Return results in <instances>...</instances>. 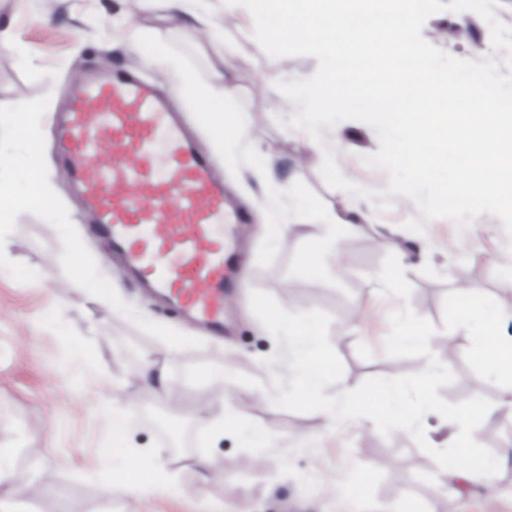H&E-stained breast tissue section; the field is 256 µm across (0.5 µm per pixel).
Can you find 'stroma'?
I'll return each instance as SVG.
<instances>
[{
    "instance_id": "stroma-1",
    "label": "stroma",
    "mask_w": 512,
    "mask_h": 512,
    "mask_svg": "<svg viewBox=\"0 0 512 512\" xmlns=\"http://www.w3.org/2000/svg\"><path fill=\"white\" fill-rule=\"evenodd\" d=\"M231 10L234 22L223 39L208 41L194 19L174 29L159 12L128 15L126 0H0V30L10 38L0 48V105L48 97L41 127L53 170L61 168L53 118L75 76L101 62L151 79L155 72L144 60L160 57L205 84L224 52L232 51L236 69L228 80L236 94L214 106L252 118L239 162L224 170L247 223L244 285L229 297L223 336L148 298L128 277L117 280L118 294L137 313L204 342L167 362L170 399H156L135 380L134 367L117 357L123 344L160 353L164 343L69 284L61 265L47 261L63 250L56 229L33 214L18 216L8 256L39 278L19 283L0 271V450L9 464L0 481V512H382L406 499L419 512H512V466L497 473L495 492L459 480L444 489L439 467L407 432L385 437L351 421L336 427L319 413L275 405L274 376H292L289 350L252 313L255 290L291 312L320 308L331 314L329 339L344 375L325 387V395L354 389L372 376L426 369L427 358H396L385 350L389 315L402 301L380 294L377 274L394 243L412 285L409 303L435 326L430 347L455 375L439 396L457 403L477 393L498 401L501 384L474 356L477 339L459 313L478 298L500 295L502 283L512 279V236L487 213L461 232L448 219L424 221L406 197L392 196L391 208L381 211L371 200L329 188L321 174L327 148L346 179L370 190L386 188L387 172L363 161L379 149L375 131L347 120L322 129L317 144L288 128L294 103L268 106L283 72L256 42L250 12ZM457 26L466 29V38L439 40V31ZM422 35L460 58L479 62L492 53L486 22L470 11L434 14ZM267 156L275 178L261 182L251 167ZM56 193L99 272L121 267L108 241L94 235L66 178L58 179ZM345 211L356 231L325 223V215ZM313 238L320 244L314 260ZM227 364L234 369L231 381L207 383L212 369ZM102 397L128 412V447L149 450L150 463L160 465L161 479L173 482L175 492L124 491L113 501L102 496L110 471L99 455L111 432L97 408ZM218 407L225 415L220 430L208 416ZM244 422L265 431L267 449L242 444L238 427ZM198 456L208 462L205 484L192 463Z\"/></svg>"
}]
</instances>
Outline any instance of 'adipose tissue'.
Segmentation results:
<instances>
[{"mask_svg": "<svg viewBox=\"0 0 512 512\" xmlns=\"http://www.w3.org/2000/svg\"><path fill=\"white\" fill-rule=\"evenodd\" d=\"M147 66L155 68L159 76L172 80L173 88L179 96L196 104H206L231 95L232 89L224 83L225 75L235 69V57L225 53L212 84L200 86L191 80L175 77L173 68L166 62L150 58ZM504 306L498 298L478 300L465 307L462 322L479 330L481 344L477 350L480 362L486 371L502 381V394L497 407L501 420L512 421V339L495 335L493 325ZM100 410L107 414L112 425V435L104 443L101 455L108 464L112 477L103 488L105 496H112L126 489L151 492L162 489L156 469L143 464L141 458L131 454L126 446V414L118 405L107 401L100 402Z\"/></svg>", "mask_w": 512, "mask_h": 512, "instance_id": "ef3b65f1", "label": "adipose tissue"}]
</instances>
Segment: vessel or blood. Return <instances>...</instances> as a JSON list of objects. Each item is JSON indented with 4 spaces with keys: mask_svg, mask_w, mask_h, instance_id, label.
Segmentation results:
<instances>
[{
    "mask_svg": "<svg viewBox=\"0 0 512 512\" xmlns=\"http://www.w3.org/2000/svg\"><path fill=\"white\" fill-rule=\"evenodd\" d=\"M58 153L96 234L147 293L213 334L236 287L228 201L212 156L168 94L135 71L89 68L60 115Z\"/></svg>",
    "mask_w": 512,
    "mask_h": 512,
    "instance_id": "vessel-or-blood-1",
    "label": "vessel or blood"
}]
</instances>
